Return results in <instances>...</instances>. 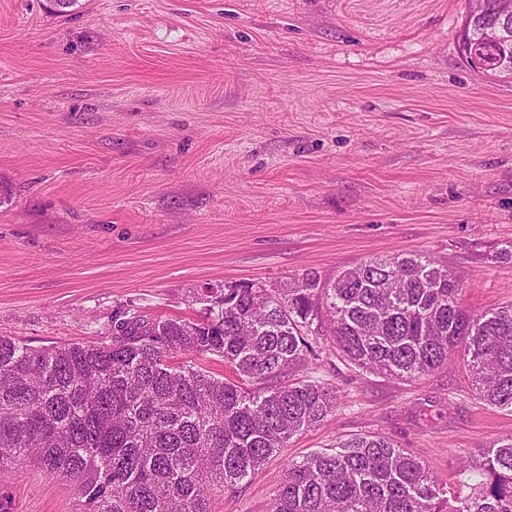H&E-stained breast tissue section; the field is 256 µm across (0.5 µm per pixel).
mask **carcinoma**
Segmentation results:
<instances>
[{
    "mask_svg": "<svg viewBox=\"0 0 512 512\" xmlns=\"http://www.w3.org/2000/svg\"><path fill=\"white\" fill-rule=\"evenodd\" d=\"M482 74L512 78V24ZM436 259L397 254L283 286L226 282L192 295L199 319L125 310L112 341L32 347L0 337V471L74 484L76 512H210L298 433L336 410L296 376L320 338L359 368L413 381L462 362L477 398L512 413V302L478 313ZM224 361L230 380L196 364ZM270 512H512V436L443 488L384 435H352L286 464Z\"/></svg>",
    "mask_w": 512,
    "mask_h": 512,
    "instance_id": "1",
    "label": "carcinoma"
}]
</instances>
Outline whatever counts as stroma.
<instances>
[{"instance_id": "1", "label": "stroma", "mask_w": 512, "mask_h": 512, "mask_svg": "<svg viewBox=\"0 0 512 512\" xmlns=\"http://www.w3.org/2000/svg\"><path fill=\"white\" fill-rule=\"evenodd\" d=\"M466 0H0V336L111 340L117 311L396 253L463 306L512 302V82L465 67ZM336 390L210 512H269L285 461L379 433L440 484L512 435L462 367L406 382L330 353ZM63 478L0 472L5 512H75Z\"/></svg>"}]
</instances>
